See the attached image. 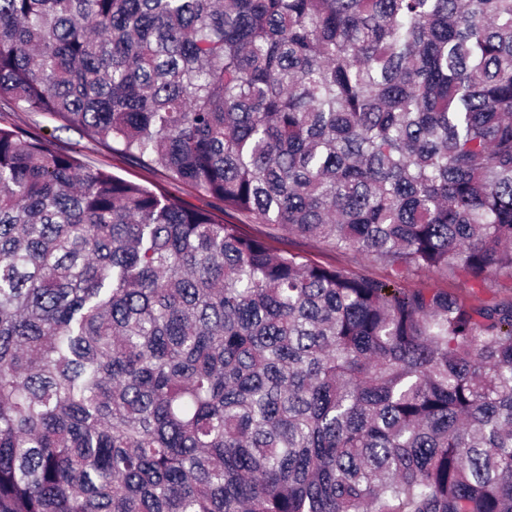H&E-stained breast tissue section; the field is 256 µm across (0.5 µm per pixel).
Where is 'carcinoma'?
<instances>
[{"label":"carcinoma","mask_w":512,"mask_h":512,"mask_svg":"<svg viewBox=\"0 0 512 512\" xmlns=\"http://www.w3.org/2000/svg\"><path fill=\"white\" fill-rule=\"evenodd\" d=\"M0 512H512V0H0ZM0 124L16 125L47 139L54 149L76 155L91 169H106L137 184L154 188L160 186L171 195L182 199L192 207L207 205V201L194 190L185 186L164 181L156 172L128 159L121 152L107 144L92 140L82 132L67 126L40 112H27L7 107L0 99ZM269 242L275 248L288 249L316 263L334 264L354 274H368L380 279L388 278L387 269L381 262L362 261L357 254L352 252L330 251L313 240L290 236L288 238H271ZM401 286L409 290L428 289L448 291L473 306L512 299V278L501 275L486 287H477L456 277L439 272L412 271L401 279Z\"/></svg>","instance_id":"carcinoma-1"}]
</instances>
